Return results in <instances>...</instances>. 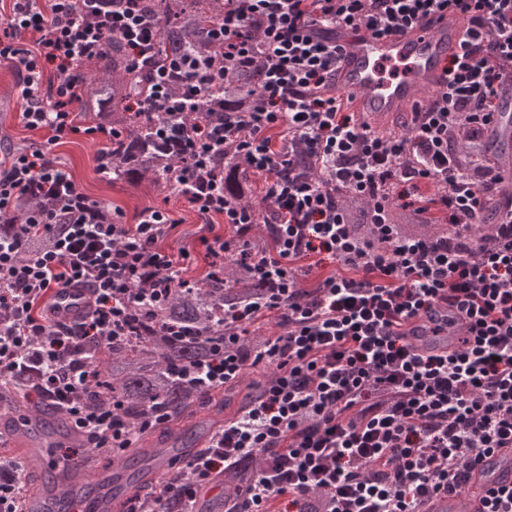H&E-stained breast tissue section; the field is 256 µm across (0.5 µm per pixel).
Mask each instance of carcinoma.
<instances>
[{"label":"carcinoma","mask_w":512,"mask_h":512,"mask_svg":"<svg viewBox=\"0 0 512 512\" xmlns=\"http://www.w3.org/2000/svg\"><path fill=\"white\" fill-rule=\"evenodd\" d=\"M149 10L153 16L162 18L163 33L161 56H182L195 53V48L204 43L205 33L212 20L224 11V0H150ZM90 87L94 89L91 102L81 111L85 120L96 119L100 109L112 113V119L124 127L122 141L116 143L117 152L125 157L124 169L132 175L131 181L138 182L147 177L154 183L168 180L167 171L171 166L168 159L157 154L152 144L158 117L148 114H129L128 100L137 96L147 85L146 78L128 69V53L125 45L114 39L89 63ZM450 149L459 159L461 166L469 163V153L478 152L492 159L501 174H512V152L500 144L494 135L485 134L475 142H468L464 136L454 133L448 140ZM252 195V180L234 174L224 175V194L230 200L242 196L241 187ZM342 203L347 208L349 222L355 225L358 236L368 231L365 224V205L351 198ZM392 224H400L409 234L425 231H440L442 225L432 216H419L413 212L395 209L389 216ZM232 277L240 280L241 287L226 288L224 281H206L198 290L175 294L167 304L157 309L151 317L152 327L146 332L126 341L108 346L101 344L96 349L97 358L93 366L100 376L99 387L86 394L92 405L116 397L124 402L122 416L128 423H134L149 406L161 404L171 416V422L180 424L173 430L166 425L156 435L150 447H140L126 456L124 467L128 471V491L146 490L141 500H151L167 482L166 472L156 474L151 480L142 482L136 478L148 456L157 449L171 445L177 456H187L215 430L224 426V418L218 416L195 418L189 408L199 402L198 394L187 386L171 383L166 371L174 364H187L195 360L207 347L204 335L219 326L224 302L242 299L255 291L254 285L243 272L235 269ZM166 323L188 326L201 336L190 343L172 342L158 333V327ZM31 404L24 392L5 386L0 389V429L16 449L36 439L32 425L40 426L43 436L52 443L81 442L80 435L63 421H48L54 407L49 403L37 406V414L29 415ZM23 461L26 480L25 504L40 497L56 484L57 474L51 467L25 454H19ZM253 471L249 461L220 475L226 497L203 506V512H224L226 503L238 497V490L245 487Z\"/></svg>","instance_id":"obj_1"}]
</instances>
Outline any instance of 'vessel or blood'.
Listing matches in <instances>:
<instances>
[{
    "instance_id": "1",
    "label": "vessel or blood",
    "mask_w": 512,
    "mask_h": 512,
    "mask_svg": "<svg viewBox=\"0 0 512 512\" xmlns=\"http://www.w3.org/2000/svg\"><path fill=\"white\" fill-rule=\"evenodd\" d=\"M461 25L456 13L433 14L428 23L391 36L339 30L342 52L334 76L336 93L349 101L370 126L383 125L395 116L412 117L418 107L444 85V62L459 53ZM60 318L69 319L87 307V293L69 288L55 300ZM96 491L85 496L83 485ZM512 485V448L486 455L473 472L470 487L433 498L430 512H481L482 499ZM126 490L121 469L104 473L89 470L85 461L67 462L52 492L67 512H112L114 499Z\"/></svg>"
}]
</instances>
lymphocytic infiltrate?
I'll use <instances>...</instances> for the list:
<instances>
[{"label":"lymphocytic infiltrate","mask_w":512,"mask_h":512,"mask_svg":"<svg viewBox=\"0 0 512 512\" xmlns=\"http://www.w3.org/2000/svg\"><path fill=\"white\" fill-rule=\"evenodd\" d=\"M144 0H10L0 20V64L17 76L22 119L41 142L0 162V385L52 402L90 448L119 455L167 423L150 407L136 424L123 403L89 404L99 376L77 340L112 343L140 332L143 318L178 291L196 261L172 254L163 237L179 221L147 206L134 223L79 192L54 149L74 136L98 142V171L123 174L122 132L107 113L76 121L90 90L79 70L108 41L121 40L133 69L149 68L133 112H155L156 151L169 159L173 189L202 218L223 217L227 234L201 237L206 277L228 267L258 286L224 305L222 329L197 361L171 369L174 382L202 398L266 371L258 396L226 421L207 448L178 462L151 512L171 504L194 512L216 476L261 459L239 512H424L433 496L461 488L480 458L512 448V202L487 238L474 220L498 190V169L475 172L448 150L454 128L476 140L490 127L501 91L512 89V0H224L208 36L220 57L162 59V24ZM457 13L461 51L444 67L445 86L388 137L336 94V32L391 35L437 11ZM259 68L246 99L231 98L233 73ZM306 152L316 169H295ZM265 175L260 202L224 194L225 170ZM367 201L372 238L360 241L338 202ZM448 217L447 234L409 237L390 224L391 205ZM67 229L49 249L23 252L31 228ZM264 235L268 249L253 240ZM339 270L317 287L297 275L304 259ZM89 295L85 313L61 321L64 289ZM276 316L281 332L253 342L252 326ZM425 321L445 349L411 343Z\"/></svg>","instance_id":"obj_1"}]
</instances>
